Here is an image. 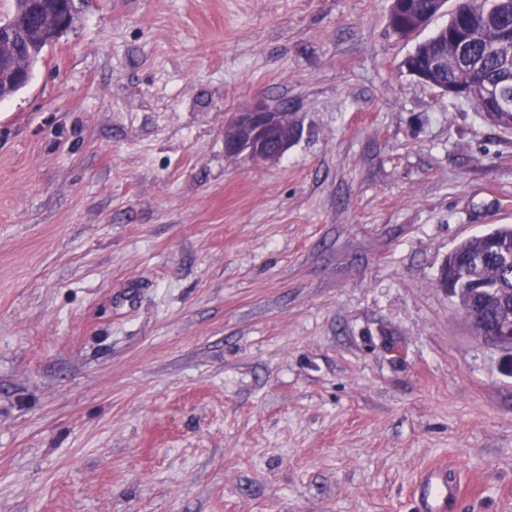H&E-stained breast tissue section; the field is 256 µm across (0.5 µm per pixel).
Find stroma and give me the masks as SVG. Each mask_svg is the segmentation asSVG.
Listing matches in <instances>:
<instances>
[{
	"mask_svg": "<svg viewBox=\"0 0 512 512\" xmlns=\"http://www.w3.org/2000/svg\"><path fill=\"white\" fill-rule=\"evenodd\" d=\"M0 101V512H512V375L437 285L512 126L390 0H75ZM287 106L278 162L224 153ZM299 128L288 108L256 103L236 112L224 127V152H246L261 162L278 161L298 137ZM463 496L460 483L450 477L446 467L430 466L417 486V498L426 512H456Z\"/></svg>",
	"mask_w": 512,
	"mask_h": 512,
	"instance_id": "obj_1",
	"label": "stroma"
}]
</instances>
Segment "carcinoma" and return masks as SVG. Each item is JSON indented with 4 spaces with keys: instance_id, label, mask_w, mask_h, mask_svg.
I'll return each mask as SVG.
<instances>
[{
    "instance_id": "carcinoma-1",
    "label": "carcinoma",
    "mask_w": 512,
    "mask_h": 512,
    "mask_svg": "<svg viewBox=\"0 0 512 512\" xmlns=\"http://www.w3.org/2000/svg\"><path fill=\"white\" fill-rule=\"evenodd\" d=\"M446 0H412L414 19L427 21ZM389 27L401 38L414 25L403 17L401 0H393ZM512 31V0H456L448 27L418 43L404 65L430 73L431 87L455 86L472 92L485 85L512 87V43L500 33ZM512 255V225L460 242L445 259L439 287L469 314L479 336L488 335L499 319L512 312V264L506 266L491 250Z\"/></svg>"
}]
</instances>
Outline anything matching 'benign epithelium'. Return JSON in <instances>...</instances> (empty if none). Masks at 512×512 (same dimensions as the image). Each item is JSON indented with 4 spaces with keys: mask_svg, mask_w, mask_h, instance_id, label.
<instances>
[{
    "mask_svg": "<svg viewBox=\"0 0 512 512\" xmlns=\"http://www.w3.org/2000/svg\"><path fill=\"white\" fill-rule=\"evenodd\" d=\"M72 16L74 12L71 10L55 18L48 16L41 19L31 30L18 27L14 21L1 23L0 45L11 50V53L5 56L0 54V76L5 73L12 74L21 87H26L31 71L17 69L16 35H21L26 43L32 40L52 43L72 26ZM298 135L299 128L288 108L260 102L235 113L225 125L224 152L229 156L245 152L254 160L275 162L283 156ZM483 340L508 351L503 366L512 373V323L503 324L491 335L483 337Z\"/></svg>",
    "mask_w": 512,
    "mask_h": 512,
    "instance_id": "7a95c632",
    "label": "benign epithelium"
}]
</instances>
